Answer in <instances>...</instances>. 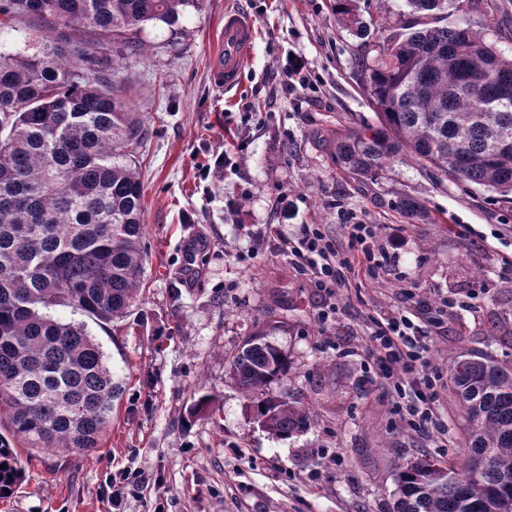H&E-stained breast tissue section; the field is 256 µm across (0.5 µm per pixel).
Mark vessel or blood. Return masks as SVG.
Returning <instances> with one entry per match:
<instances>
[{
	"label": "vessel or blood",
	"instance_id": "b4317fda",
	"mask_svg": "<svg viewBox=\"0 0 512 512\" xmlns=\"http://www.w3.org/2000/svg\"><path fill=\"white\" fill-rule=\"evenodd\" d=\"M256 34L251 16L234 8L225 9L223 47L212 57L213 79L218 86L229 91L238 85Z\"/></svg>",
	"mask_w": 512,
	"mask_h": 512
}]
</instances>
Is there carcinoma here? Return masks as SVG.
Instances as JSON below:
<instances>
[{
	"label": "carcinoma",
	"mask_w": 512,
	"mask_h": 512,
	"mask_svg": "<svg viewBox=\"0 0 512 512\" xmlns=\"http://www.w3.org/2000/svg\"><path fill=\"white\" fill-rule=\"evenodd\" d=\"M336 22L368 42L355 58L375 119L336 136V166L371 179L409 154L454 183L512 192V58L486 42V21L441 25L449 0H404L400 31L374 33L357 0H333ZM189 0H0V27L33 22L37 53L0 54V498L23 478L19 449L87 454L112 420L121 382L65 305L102 322L140 299L144 186L134 153L142 124L115 79L90 82L103 51H140L133 32L174 25ZM85 32L84 39L71 34ZM409 224L425 201L401 197ZM288 355L262 335L229 360L255 422L287 437L311 412L266 394ZM454 391L467 426L457 454L410 461L391 512H512V368L460 357Z\"/></svg>",
	"instance_id": "obj_1"
}]
</instances>
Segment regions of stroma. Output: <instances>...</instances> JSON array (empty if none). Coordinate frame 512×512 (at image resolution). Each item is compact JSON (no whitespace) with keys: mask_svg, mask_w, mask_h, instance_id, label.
Here are the masks:
<instances>
[{"mask_svg":"<svg viewBox=\"0 0 512 512\" xmlns=\"http://www.w3.org/2000/svg\"><path fill=\"white\" fill-rule=\"evenodd\" d=\"M331 2L191 0L174 26L136 33L142 52L101 57L143 123L142 296L109 324L66 306L51 314L84 325L124 392L99 448L22 460L25 478L0 512H390L401 466L446 461L462 439L454 360L483 352L512 366V203L410 156L369 180L337 170V134L374 111L354 68L361 41ZM481 3L486 40L511 56L512 0ZM228 7L253 17L258 35L227 92L211 80V55ZM298 62L314 86L285 93ZM406 194L426 202L432 223H398ZM357 222L399 248L372 285L318 292L286 244L318 224L345 249ZM444 297L462 306L433 336L435 423L417 429L368 367L367 317L424 319ZM258 333L290 361L269 395L312 413L286 439L253 422L227 373ZM204 394L214 411L189 415Z\"/></svg>","mask_w":512,"mask_h":512,"instance_id":"35a3bbf8","label":"stroma"}]
</instances>
